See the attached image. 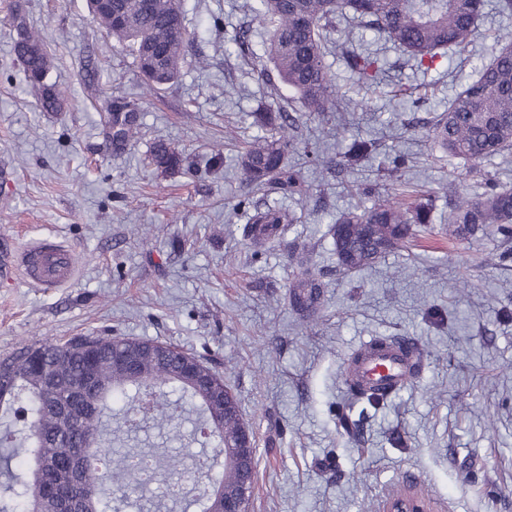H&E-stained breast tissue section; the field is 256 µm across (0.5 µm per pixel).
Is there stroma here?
<instances>
[{"mask_svg": "<svg viewBox=\"0 0 512 512\" xmlns=\"http://www.w3.org/2000/svg\"><path fill=\"white\" fill-rule=\"evenodd\" d=\"M486 0L479 33L437 67L420 72L384 40L341 21L332 37L346 52L326 61L352 112L325 119L301 114L299 145L288 164L309 196L247 185L240 147L260 133L256 112L276 109L272 92L241 47L259 49L263 31L246 0H183L191 41L179 78L147 92L132 58L93 23L87 0H0V249L41 238L73 248L75 275L64 287L29 285L22 271L0 275V359L45 340L98 333L167 342L200 355L239 399L256 439L257 487L248 512H360L400 488L429 487L438 512H512V260L500 236L455 242L448 194L478 198L487 179L512 186V154L478 168L435 147L424 120L442 110L512 27ZM22 10L47 42L50 79L66 87L62 111H38L13 52L11 21ZM379 58L366 84L347 51ZM140 106L138 137L115 151L101 106L113 94ZM163 139L188 158L222 153L208 172L164 174L150 148ZM344 154L323 174L311 153ZM404 156L403 181L434 207L410 248L345 276L327 233L336 213L368 205L359 190L388 183L382 165ZM296 214L283 242L255 256L241 240L240 199ZM150 225L153 247L140 243ZM310 241L327 288L323 316L304 328L287 299L297 267L294 244ZM378 336L404 337L430 358L419 381L376 408L350 401L341 373ZM363 417L357 439L340 415ZM401 433L403 446L391 440Z\"/></svg>", "mask_w": 512, "mask_h": 512, "instance_id": "35a3bbf8", "label": "stroma"}]
</instances>
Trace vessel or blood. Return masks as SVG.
I'll return each mask as SVG.
<instances>
[{"label": "vessel or blood", "mask_w": 512, "mask_h": 512, "mask_svg": "<svg viewBox=\"0 0 512 512\" xmlns=\"http://www.w3.org/2000/svg\"><path fill=\"white\" fill-rule=\"evenodd\" d=\"M17 262L23 267L28 281L39 288L61 287L75 273L68 246L54 241L29 246L19 254ZM407 366V358L397 347L375 348L366 344L359 349L357 360L348 366L347 372L363 385L380 380L398 385Z\"/></svg>", "instance_id": "1"}]
</instances>
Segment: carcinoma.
<instances>
[{
  "instance_id": "obj_1",
  "label": "carcinoma",
  "mask_w": 512,
  "mask_h": 512,
  "mask_svg": "<svg viewBox=\"0 0 512 512\" xmlns=\"http://www.w3.org/2000/svg\"><path fill=\"white\" fill-rule=\"evenodd\" d=\"M485 0H252L250 11L267 30L264 53L279 81L294 92L303 111L318 117L345 112L333 91L326 64L327 31L349 17L385 38L413 63L428 71L441 51L463 48L474 40ZM96 26L128 48L143 82L151 91L177 80L190 42L182 20L181 0H112V13L92 15ZM17 30L14 52L28 82L39 91L37 107L59 112L66 91L47 81L51 67L44 37L25 19L12 17ZM355 73L368 79L378 71L376 58L352 53ZM112 109V145L124 149L141 127L140 108L120 95L104 102ZM265 134L250 142L239 157L247 184L274 186L284 194L305 196L309 185L288 168V154L298 148V116L287 111L257 112ZM428 136L450 157L473 165L512 150V41L475 70L430 122ZM153 165L175 173L185 154L164 141L150 150ZM371 199L357 212L336 216L329 225L336 259L345 275L357 273L405 246L413 226L427 222L420 205L391 187L364 190ZM296 217L273 207H254L243 237L259 254L282 240ZM448 235L466 239L490 230L512 240V189L493 181L483 196H459L448 216ZM307 249L288 252L301 271L288 285L291 307L309 323L318 316L322 280L308 266ZM90 368L91 380L83 379ZM349 397L377 406L391 392L378 386L358 388L344 379ZM122 398L127 432L134 419L163 432L173 416L189 404L199 418L193 440L216 443L227 460L207 465L205 490L192 504L199 512H224V504L248 501L254 478L235 459L246 423L224 376L201 357L171 343L126 336L79 335L66 342L46 341L21 349L0 361V413L13 414V425L0 431V512H111L114 502L140 508L136 472L155 467L153 458L134 449L112 450L104 428L112 419L111 402ZM22 457L25 466L13 461ZM80 477L79 497L70 502L48 489L62 488L68 472Z\"/></svg>"
}]
</instances>
